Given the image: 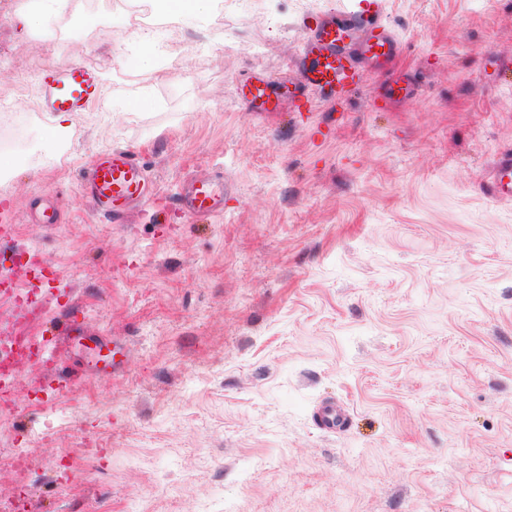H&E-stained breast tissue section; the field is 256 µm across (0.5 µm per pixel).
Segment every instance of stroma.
Here are the masks:
<instances>
[{
	"label": "stroma",
	"instance_id": "1",
	"mask_svg": "<svg viewBox=\"0 0 512 512\" xmlns=\"http://www.w3.org/2000/svg\"><path fill=\"white\" fill-rule=\"evenodd\" d=\"M0 19V125L33 149L0 183V225L57 269L55 292L111 367L61 350L0 417V501L32 512H512V199L481 179L512 150V0H385L403 46L337 107L258 112L247 77L287 76L323 17L358 0H229L167 18L173 52L142 62L128 17ZM93 56L101 97L41 110L42 69ZM135 150L156 198L126 223L97 215L82 172ZM224 211L184 213L193 180ZM54 200L57 224L32 214ZM341 430L319 428L328 404ZM31 460L18 478L16 451Z\"/></svg>",
	"mask_w": 512,
	"mask_h": 512
}]
</instances>
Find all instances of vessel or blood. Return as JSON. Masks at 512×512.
<instances>
[{
    "mask_svg": "<svg viewBox=\"0 0 512 512\" xmlns=\"http://www.w3.org/2000/svg\"><path fill=\"white\" fill-rule=\"evenodd\" d=\"M383 6L384 0H359L357 12L332 14L316 24L297 63L301 91H317L329 104L346 100L360 87L370 65L399 58L400 44L382 22ZM42 77L41 108L52 115L84 111L99 91L97 70L88 63H61L45 69ZM284 85V80L271 76H253L246 80L243 95L254 108L275 112L281 106ZM484 184L494 197L512 198V151L494 159ZM83 189L94 210L118 220L149 198L152 183L132 150L115 149L91 161ZM183 206L197 215L220 213L224 192L210 181L193 182ZM84 333L78 315L68 308L45 335L25 338L22 348L30 360L47 362Z\"/></svg>",
    "mask_w": 512,
    "mask_h": 512,
    "instance_id": "obj_1",
    "label": "vessel or blood"
}]
</instances>
